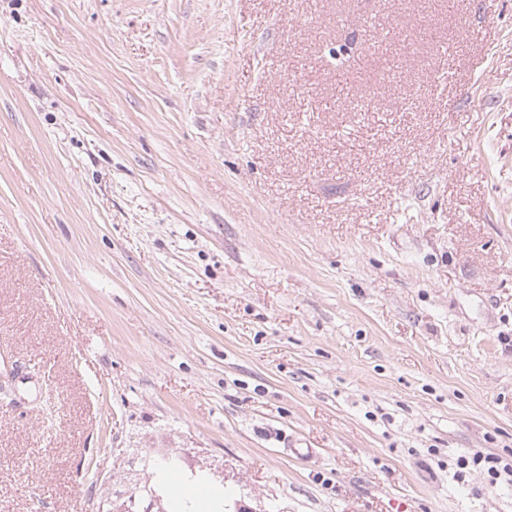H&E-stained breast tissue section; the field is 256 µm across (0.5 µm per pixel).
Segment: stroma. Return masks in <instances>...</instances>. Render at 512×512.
Instances as JSON below:
<instances>
[{
	"mask_svg": "<svg viewBox=\"0 0 512 512\" xmlns=\"http://www.w3.org/2000/svg\"><path fill=\"white\" fill-rule=\"evenodd\" d=\"M117 448L512 512V0H0V512ZM456 467L455 476L462 478L464 470L471 466L481 467L489 478L491 485H497L499 481H505L507 484L512 483V462L503 463L502 457L493 453H474L472 456L459 455L454 463Z\"/></svg>",
	"mask_w": 512,
	"mask_h": 512,
	"instance_id": "35a3bbf8",
	"label": "stroma"
}]
</instances>
